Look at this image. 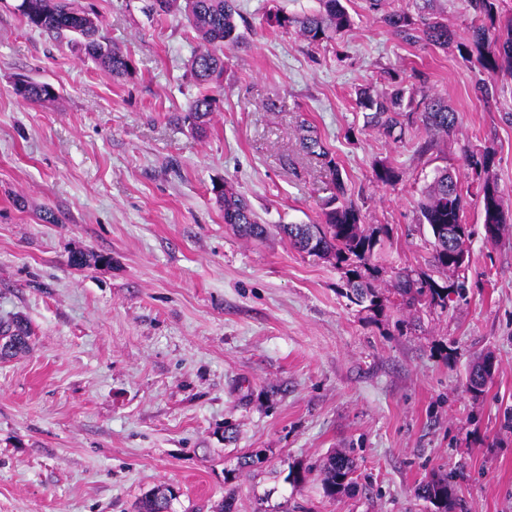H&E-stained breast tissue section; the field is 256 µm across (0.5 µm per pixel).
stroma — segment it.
Segmentation results:
<instances>
[{
    "label": "stroma",
    "mask_w": 512,
    "mask_h": 512,
    "mask_svg": "<svg viewBox=\"0 0 512 512\" xmlns=\"http://www.w3.org/2000/svg\"><path fill=\"white\" fill-rule=\"evenodd\" d=\"M18 2L0 0V320L25 319L30 337L0 359V512H132L166 487L173 512H217L229 492L238 512L263 497L298 512H431L416 489L440 472L456 480L452 512H512V223L486 241L467 196L466 297L373 319L327 260L274 232L238 236L212 192L231 183L268 224L319 223L333 182L302 144L308 126L364 222L388 227L384 268L430 271L417 203L437 170L471 181L466 152L493 153L512 214V72L493 97L477 91L457 48L469 0H434L455 35L445 47L397 39L367 0H349L354 25L318 44L262 21L319 0H236L240 39L202 136L178 119L197 92L183 16L75 0L129 56L116 79L29 28ZM389 70L447 100L458 127L403 144L367 127L355 90L386 91ZM22 78L56 98L23 102ZM381 163L397 167L394 185L374 181ZM488 352L495 373L472 393L469 366ZM349 449L357 485L327 498L318 466ZM252 451L257 476L225 482ZM292 469L303 483H287Z\"/></svg>",
    "instance_id": "stroma-1"
}]
</instances>
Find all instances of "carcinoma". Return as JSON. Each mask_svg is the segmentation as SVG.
<instances>
[{"instance_id":"1","label":"carcinoma","mask_w":512,"mask_h":512,"mask_svg":"<svg viewBox=\"0 0 512 512\" xmlns=\"http://www.w3.org/2000/svg\"><path fill=\"white\" fill-rule=\"evenodd\" d=\"M429 2L418 8L417 14L409 9L382 14L389 31L410 43L425 41L431 45L446 46L453 33L448 20L430 11ZM476 15L468 43L461 52L474 60L484 75L481 86L484 93L493 92V76L503 69L512 71V18L504 25L505 32L494 35L484 20L494 21L499 14V0H470ZM149 11L158 15L179 13L187 20L199 41L198 50L189 60V69L198 94L190 101L181 120L192 129L203 132L215 112V93L224 74V48L238 39L235 22V0H150ZM18 11L26 24L65 38L114 78L124 77L131 71L130 59L116 51L102 32V23L93 9H76L70 0H21ZM265 23L272 30L294 28L306 40L317 43L328 41L334 35L350 29L352 17L342 0H320L316 12L288 15L275 11L267 15ZM390 90L372 94L368 90L357 93L358 106L367 111L366 125L376 129L395 143L406 141L412 125H420L429 134L452 132L459 124V114L448 107L441 97L425 95L415 101L404 81L395 71L386 72ZM16 94L24 101L35 104L55 98V89L47 84L28 81ZM304 148L327 166L336 180V195L326 204L318 224H277L275 230L288 239L289 244L307 254L334 261L343 271L345 296L361 310L380 315L387 307L388 298L378 288L380 267L375 263L383 249L389 232L365 224L359 209L348 196L346 180L336 158L318 137H303ZM466 167L474 171L479 180L476 188L482 204L484 223L491 228L489 242L496 241L507 224L502 199L490 178L493 154L470 152ZM398 178L392 165L383 164L374 169V179L382 185H391ZM217 201L224 208V223L241 236L262 239L270 232V225L262 222L251 203L232 186L224 183L213 186ZM419 221L428 225L433 237L432 270L413 273L399 269L394 272L391 291L398 305L404 309H445L452 297L462 298L465 282L455 278L462 267L458 257L468 253L470 232L463 223L464 196L461 185L450 172L443 170L433 180L424 199L418 202ZM29 332L19 319L0 323V359L10 358L27 349ZM490 355H480L471 364L468 385L479 391L491 379L485 370ZM261 463L260 453H245L238 458L237 470L227 472L225 480L235 472L253 474ZM355 463L347 453L336 451L323 463L321 489L324 496L334 498L353 487ZM418 496L432 504L435 512H448L453 504L455 486L452 475L437 473L418 488ZM174 493L159 489L145 495L137 503V512H171Z\"/></svg>"}]
</instances>
